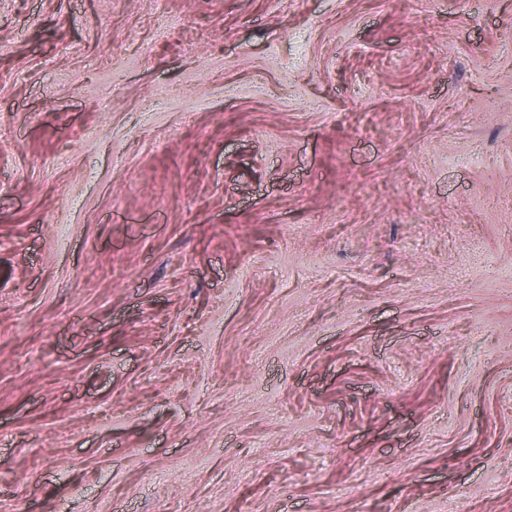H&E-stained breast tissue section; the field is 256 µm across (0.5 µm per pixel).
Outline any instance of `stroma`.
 Listing matches in <instances>:
<instances>
[{
	"label": "stroma",
	"instance_id": "35a3bbf8",
	"mask_svg": "<svg viewBox=\"0 0 512 512\" xmlns=\"http://www.w3.org/2000/svg\"><path fill=\"white\" fill-rule=\"evenodd\" d=\"M0 512H512V0H0Z\"/></svg>",
	"mask_w": 512,
	"mask_h": 512
}]
</instances>
